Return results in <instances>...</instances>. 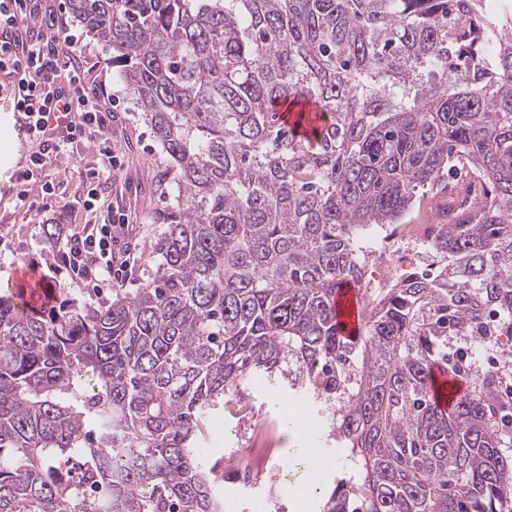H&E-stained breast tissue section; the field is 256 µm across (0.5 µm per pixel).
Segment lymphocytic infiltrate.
<instances>
[{
	"label": "lymphocytic infiltrate",
	"mask_w": 512,
	"mask_h": 512,
	"mask_svg": "<svg viewBox=\"0 0 512 512\" xmlns=\"http://www.w3.org/2000/svg\"><path fill=\"white\" fill-rule=\"evenodd\" d=\"M47 13L43 0H0V77L26 122V137L38 145L18 178L40 179L69 145L93 143L101 165L86 171L84 204L91 211L101 179L121 165V147L101 91L87 84L77 36L46 22ZM112 242L111 221L83 225L56 253V266L76 283L111 284L134 262L130 251L116 257Z\"/></svg>",
	"instance_id": "f902f5d3"
}]
</instances>
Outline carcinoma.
Masks as SVG:
<instances>
[{"label":"carcinoma","mask_w":512,"mask_h":512,"mask_svg":"<svg viewBox=\"0 0 512 512\" xmlns=\"http://www.w3.org/2000/svg\"><path fill=\"white\" fill-rule=\"evenodd\" d=\"M486 0H70L173 161L144 287L24 311L0 293V512H223L204 417L261 373L356 476L319 512H503L496 367L444 410L448 337H512V28ZM302 107L295 124L278 107ZM324 123L302 137L303 106ZM448 193L437 268L363 302L373 230ZM336 322L342 336L349 337L358 333L362 324L358 291L354 285L342 288L335 301Z\"/></svg>","instance_id":"1"}]
</instances>
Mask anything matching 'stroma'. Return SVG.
I'll return each instance as SVG.
<instances>
[{
    "instance_id": "stroma-1",
    "label": "stroma",
    "mask_w": 512,
    "mask_h": 512,
    "mask_svg": "<svg viewBox=\"0 0 512 512\" xmlns=\"http://www.w3.org/2000/svg\"><path fill=\"white\" fill-rule=\"evenodd\" d=\"M82 60L90 85L105 86L110 94L105 107L115 115L113 132L124 151L123 166L114 171L110 180L102 182L98 211L86 212L82 207L84 184L79 173L95 165L94 145L78 144L47 170L43 181L25 183L18 181L17 174L30 144L19 141L15 131L0 123V289L14 287L15 268L28 267L44 277L47 285L66 289L69 297L97 303L111 300V292H97L91 285L71 282L67 273L51 269L57 236L65 229L103 222L109 212L123 214L125 225L118 230L112 249L121 254L129 248L137 256L136 265L124 273L120 283L124 291L135 292L156 268L151 246L163 229V218L174 203L177 189L172 180V163L144 122L134 96L118 77L110 50L96 39L84 36ZM46 181L55 186V193L49 198L42 192ZM19 193L35 202L34 210L16 209L13 199ZM242 396L259 415L276 419V427L268 437L274 453L262 464L259 478L249 485H242L232 474L220 471L218 485L224 494V512H297L299 491L285 478V450L291 438L284 420L287 407L303 402L304 397L295 390L269 383L264 377L253 379ZM248 428L247 420L228 412L210 413L202 441L207 465L245 447Z\"/></svg>"
}]
</instances>
